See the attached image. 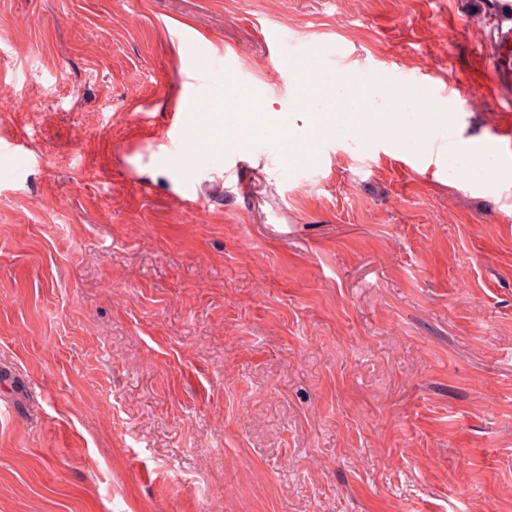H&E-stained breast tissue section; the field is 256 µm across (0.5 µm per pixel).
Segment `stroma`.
Instances as JSON below:
<instances>
[{
	"label": "stroma",
	"mask_w": 512,
	"mask_h": 512,
	"mask_svg": "<svg viewBox=\"0 0 512 512\" xmlns=\"http://www.w3.org/2000/svg\"><path fill=\"white\" fill-rule=\"evenodd\" d=\"M486 0H0V512H512V77ZM288 36L278 56L269 36ZM403 133L169 155L225 74ZM501 176L489 178V169Z\"/></svg>",
	"instance_id": "35a3bbf8"
}]
</instances>
